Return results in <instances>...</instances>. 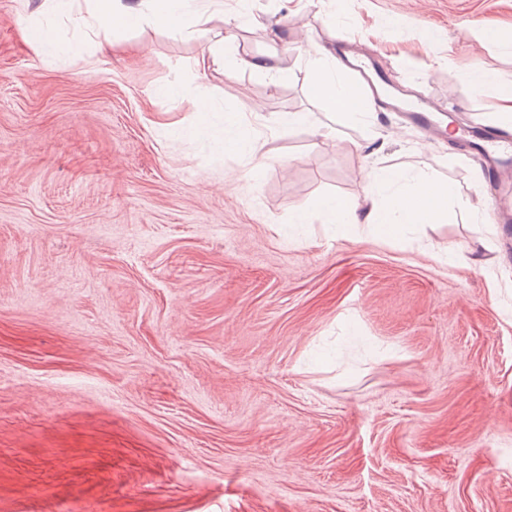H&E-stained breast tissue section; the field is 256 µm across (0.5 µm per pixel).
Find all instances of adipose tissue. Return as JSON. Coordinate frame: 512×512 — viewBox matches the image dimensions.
<instances>
[{"label": "adipose tissue", "instance_id": "1", "mask_svg": "<svg viewBox=\"0 0 512 512\" xmlns=\"http://www.w3.org/2000/svg\"><path fill=\"white\" fill-rule=\"evenodd\" d=\"M116 0H47L50 14L76 16L81 27L94 37L108 36L117 14ZM199 0H147L146 13L133 16L132 24L146 23L165 28H177L188 15H199ZM309 86L317 93L323 108L330 114H344L351 120L366 122L371 105L356 98L339 76V66L329 52L306 66ZM367 190L379 196L380 204L368 213H358L344 200L328 198L317 207L315 214L299 211L296 223H309L318 217L321 223L345 229L350 224L364 225L377 237L392 239L410 224L437 221L447 210L448 189L434 174L422 171L415 175L403 174L391 166H375L367 173Z\"/></svg>", "mask_w": 512, "mask_h": 512}]
</instances>
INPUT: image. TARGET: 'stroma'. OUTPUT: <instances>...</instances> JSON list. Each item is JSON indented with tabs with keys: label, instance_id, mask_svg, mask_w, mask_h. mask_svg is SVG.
<instances>
[{
	"label": "stroma",
	"instance_id": "35a3bbf8",
	"mask_svg": "<svg viewBox=\"0 0 512 512\" xmlns=\"http://www.w3.org/2000/svg\"><path fill=\"white\" fill-rule=\"evenodd\" d=\"M234 5L71 61L26 35L72 21L0 0V512H512V223L459 137L327 115L301 46L357 42L451 125L512 134L463 82L512 81V0H251L239 29ZM175 82L209 111L155 97ZM258 110L322 129L227 147L226 118ZM378 163L435 171L446 222L294 223L373 208Z\"/></svg>",
	"mask_w": 512,
	"mask_h": 512
}]
</instances>
